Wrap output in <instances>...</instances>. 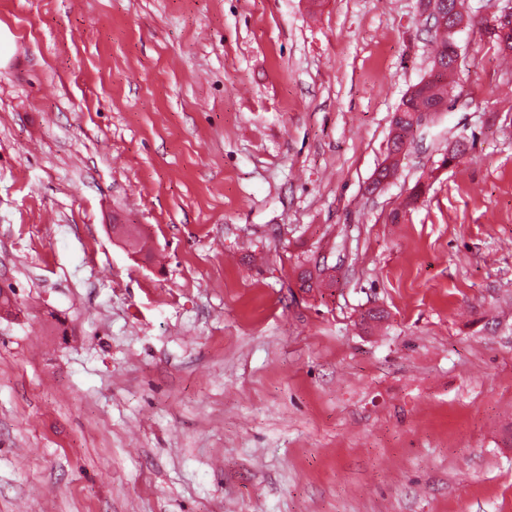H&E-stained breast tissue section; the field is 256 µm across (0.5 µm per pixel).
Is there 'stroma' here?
<instances>
[{
	"mask_svg": "<svg viewBox=\"0 0 512 512\" xmlns=\"http://www.w3.org/2000/svg\"><path fill=\"white\" fill-rule=\"evenodd\" d=\"M418 3L0 0V512H512V0L379 185Z\"/></svg>",
	"mask_w": 512,
	"mask_h": 512,
	"instance_id": "stroma-1",
	"label": "stroma"
}]
</instances>
